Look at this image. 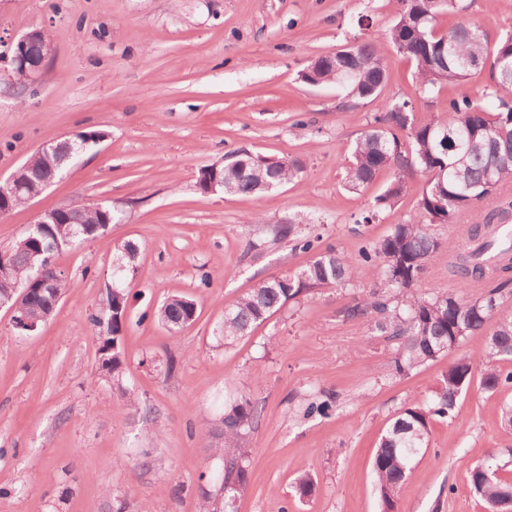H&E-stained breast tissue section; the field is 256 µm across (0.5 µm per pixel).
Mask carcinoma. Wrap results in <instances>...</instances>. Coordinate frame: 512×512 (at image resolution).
I'll list each match as a JSON object with an SVG mask.
<instances>
[{"instance_id":"cac0c4a2","label":"carcinoma","mask_w":512,"mask_h":512,"mask_svg":"<svg viewBox=\"0 0 512 512\" xmlns=\"http://www.w3.org/2000/svg\"><path fill=\"white\" fill-rule=\"evenodd\" d=\"M455 7L456 0H409L384 30V38L415 65L416 81L426 94L449 92L483 74L485 97L493 107L465 95L450 96L445 118L427 112L417 115L410 100L383 101L368 130L355 142L345 186L358 191L381 171H392V181L361 218V223L370 224L380 211L396 207L408 180L419 175L425 184L417 214L362 249L363 265L357 273L335 246L318 247L320 237L301 235L293 221L280 226L279 235L311 256L294 272L262 281L224 310L218 332L224 346L233 345L301 296L325 288H354L357 278H372L378 289L355 302L348 313L373 323L397 341L392 362L395 373L403 376L448 356L478 334L501 308L504 290L512 285V245L499 248L492 264L484 263L480 253L499 243L498 226L512 222V197L501 194V188L512 183V31L492 39L472 23L439 28L440 16ZM352 52L346 58H317L307 67L305 79L314 86L334 83L355 101L380 99L388 73L378 44L359 43ZM74 147L72 138L59 141L57 155L33 159L27 170L17 171V182L28 186L38 181ZM222 169L224 193L252 196L267 192L264 182L278 187L297 177L305 164L297 158L275 159L238 150ZM463 216L469 217L468 227L455 236L444 238L432 230L435 224H456ZM57 217L58 223L43 225L36 238L28 232L0 249L6 254L0 266V299L19 303L21 313L35 319L50 318L67 288L64 272L53 265L43 271L51 288L41 289L31 266L38 242L87 241L120 221L112 206L101 202L63 207ZM443 251L448 252V273L463 288L484 289L480 296L466 299L423 287L430 262ZM139 256L140 246L134 241L117 246L115 288L107 294L106 305L89 319L98 341V362L117 382L126 367L127 285L136 274ZM156 317L166 329L178 332L196 320V305L187 296L171 295ZM484 357L487 365L479 381L483 389L495 391L512 383V372L499 367L501 362L512 361V319L500 321L486 336ZM474 380L473 362L467 356L459 357L448 364L431 399L410 403L393 418L372 464L382 512H395L416 461L428 447L431 424L454 411ZM261 414L262 409L246 396L224 395V413L204 431L206 438L219 439L214 452L222 468L217 481L201 491V512H217L220 498L224 512H236L237 499L250 479L247 440ZM485 471L483 465L470 470L474 493L488 504L489 512H512V479L494 474L487 478Z\"/></svg>"}]
</instances>
